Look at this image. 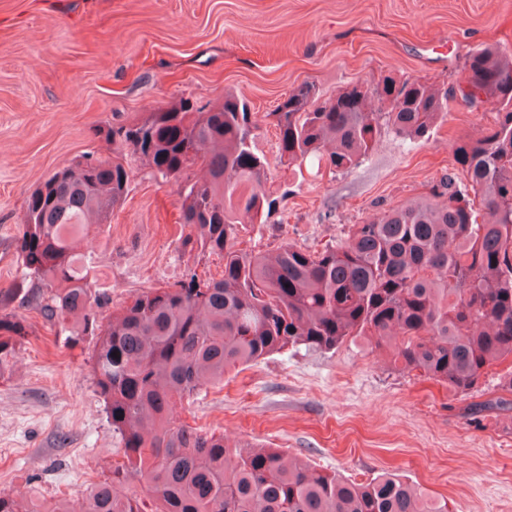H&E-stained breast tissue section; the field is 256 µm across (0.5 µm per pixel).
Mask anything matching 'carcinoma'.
Instances as JSON below:
<instances>
[{"instance_id":"carcinoma-1","label":"carcinoma","mask_w":512,"mask_h":512,"mask_svg":"<svg viewBox=\"0 0 512 512\" xmlns=\"http://www.w3.org/2000/svg\"><path fill=\"white\" fill-rule=\"evenodd\" d=\"M470 93L499 110L479 138L454 144L450 172L418 205L354 225L317 252L290 244L273 255L239 238L264 224L278 198L265 189L244 98L224 94L206 112L185 99L104 131L107 159L85 158L53 173L27 197L15 239L17 276L0 288V377L27 335L16 308L33 306L67 334L98 339L88 362L107 422L123 450L112 475L76 506L39 509L0 494V512H449L396 476L367 483L323 472L276 448L230 450L224 436L171 421L176 403L205 382L288 350L330 351L356 337L393 349V361L469 394L489 367L512 361V52L487 46L463 63ZM453 96L412 77L387 76L322 98L313 83L269 113L284 165L310 156L332 172L356 168L382 136L415 141L448 115ZM136 162L180 180L183 247L224 262L220 278L190 268L171 287L131 299L97 324L108 302L90 277L92 257L73 238L101 224L128 194ZM138 482L146 495H128Z\"/></svg>"}]
</instances>
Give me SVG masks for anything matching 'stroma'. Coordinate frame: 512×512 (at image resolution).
<instances>
[{
    "instance_id": "obj_1",
    "label": "stroma",
    "mask_w": 512,
    "mask_h": 512,
    "mask_svg": "<svg viewBox=\"0 0 512 512\" xmlns=\"http://www.w3.org/2000/svg\"><path fill=\"white\" fill-rule=\"evenodd\" d=\"M512 51V0H0V288L17 272L14 239L25 200L57 168L112 153L102 131L186 98L209 107L245 98L280 195L248 246L306 251L344 240L353 225L425 197L454 168L453 147L479 135L497 104H454L412 147L384 137L356 168L318 173L280 165L271 114L303 82L324 97L357 81L461 78L484 45ZM180 185L133 165L129 192L80 236L109 296L108 321L130 297L182 278ZM0 377V492L38 503L83 502L120 457L95 392L85 335L66 352L35 310ZM359 339L330 351H288L227 373L176 408L179 422L259 444L366 482L388 473L448 502L450 512H512V410L471 414L506 397L512 364L488 368L473 393L395 368Z\"/></svg>"
}]
</instances>
